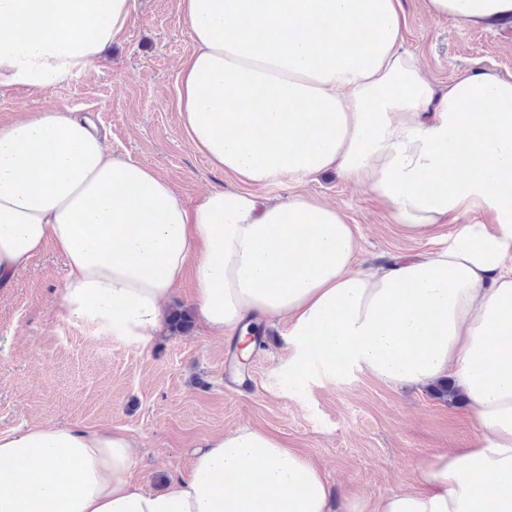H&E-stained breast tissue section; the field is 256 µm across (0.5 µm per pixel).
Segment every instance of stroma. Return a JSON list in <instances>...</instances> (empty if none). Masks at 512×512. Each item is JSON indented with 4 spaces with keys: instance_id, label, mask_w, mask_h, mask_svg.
Returning <instances> with one entry per match:
<instances>
[{
    "instance_id": "35a3bbf8",
    "label": "stroma",
    "mask_w": 512,
    "mask_h": 512,
    "mask_svg": "<svg viewBox=\"0 0 512 512\" xmlns=\"http://www.w3.org/2000/svg\"><path fill=\"white\" fill-rule=\"evenodd\" d=\"M400 4L404 45L431 81L444 85L482 69L512 77V20L472 25L431 16L426 0ZM192 49L176 0H135L131 27L103 61L36 95L1 94L0 124L47 110L87 114L113 153L156 168L184 202L235 188L193 151L181 123L179 65ZM304 189L358 226L362 267L448 246L459 228L448 222L432 241L412 236L333 171ZM65 283V261L49 243L0 288V432L33 424L125 432L139 445L133 475L146 491L189 475L194 448L210 434L247 424L317 464L339 500L365 503L414 489L421 465L466 447L477 432L466 399L445 402L427 387L392 389L357 371L289 387L292 348L282 321L257 326L238 375L234 343L199 322L191 281L168 302L187 313L188 331L163 333L146 351L62 318Z\"/></svg>"
}]
</instances>
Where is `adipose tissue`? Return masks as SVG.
<instances>
[{
    "label": "adipose tissue",
    "instance_id": "1",
    "mask_svg": "<svg viewBox=\"0 0 512 512\" xmlns=\"http://www.w3.org/2000/svg\"><path fill=\"white\" fill-rule=\"evenodd\" d=\"M177 3L193 43L182 124L239 189L185 204L156 169L112 154L89 120L28 114L0 126V281L53 244L65 317L145 350L189 273L211 332L243 343L256 322H287L289 379L345 367L399 388L448 376L478 433L421 467L416 489L360 506L338 503L318 466L247 425L205 438L188 476L149 493L132 476L129 435L35 424L0 433V512H512V79L432 82L402 47L400 0ZM428 9L482 24L512 16V0ZM133 10L0 0V93L86 73ZM329 170L414 235L480 210L499 229L476 221L448 247L357 267L358 228L337 205L256 192Z\"/></svg>",
    "mask_w": 512,
    "mask_h": 512
}]
</instances>
